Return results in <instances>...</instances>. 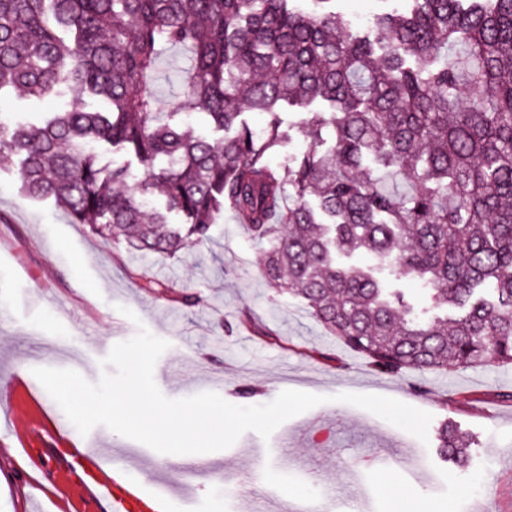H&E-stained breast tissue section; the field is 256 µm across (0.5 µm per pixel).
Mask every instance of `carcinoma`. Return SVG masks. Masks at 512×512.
<instances>
[{
	"mask_svg": "<svg viewBox=\"0 0 512 512\" xmlns=\"http://www.w3.org/2000/svg\"><path fill=\"white\" fill-rule=\"evenodd\" d=\"M335 3L0 0V92L79 90L41 125L0 112V155L25 196L143 253L205 245L231 211L267 284L380 373L512 367V0H407L363 28ZM170 48L189 63L160 112ZM285 104L305 148L273 166ZM196 111L227 136L195 134ZM114 149L140 179L101 161ZM357 251L420 279L429 306L338 262ZM437 441L458 462L471 447L448 425Z\"/></svg>",
	"mask_w": 512,
	"mask_h": 512,
	"instance_id": "obj_1",
	"label": "carcinoma"
}]
</instances>
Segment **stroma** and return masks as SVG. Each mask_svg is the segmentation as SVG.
<instances>
[{"instance_id": "1", "label": "stroma", "mask_w": 512, "mask_h": 512, "mask_svg": "<svg viewBox=\"0 0 512 512\" xmlns=\"http://www.w3.org/2000/svg\"><path fill=\"white\" fill-rule=\"evenodd\" d=\"M208 245L173 257L144 254L73 223L50 200L25 197L16 161L0 157V512H105L81 493L55 433L77 429L32 373L72 369L86 380L139 326L168 341L154 371L172 399L213 391L261 405L286 389L327 403L281 424L269 440L243 434L230 448L193 455L141 451L98 427L100 445L128 459L145 492L173 490L170 512H240L245 498L285 512L302 498L326 505L361 498L363 512H512V369L474 368L390 376L324 331L303 303L262 276L263 250L231 213ZM166 284L168 296L143 289ZM194 295V306L179 303ZM134 318L124 316V309ZM391 397L429 412V428L455 423L472 438L466 466L339 393ZM224 474L215 493L213 470Z\"/></svg>"}]
</instances>
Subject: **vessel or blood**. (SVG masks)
Returning <instances> with one entry per match:
<instances>
[{
    "label": "vessel or blood",
    "mask_w": 512,
    "mask_h": 512,
    "mask_svg": "<svg viewBox=\"0 0 512 512\" xmlns=\"http://www.w3.org/2000/svg\"><path fill=\"white\" fill-rule=\"evenodd\" d=\"M70 466L84 476V488L107 500L111 512H169L170 498L165 491L144 493L125 459L102 448L72 446Z\"/></svg>",
    "instance_id": "vessel-or-blood-1"
}]
</instances>
